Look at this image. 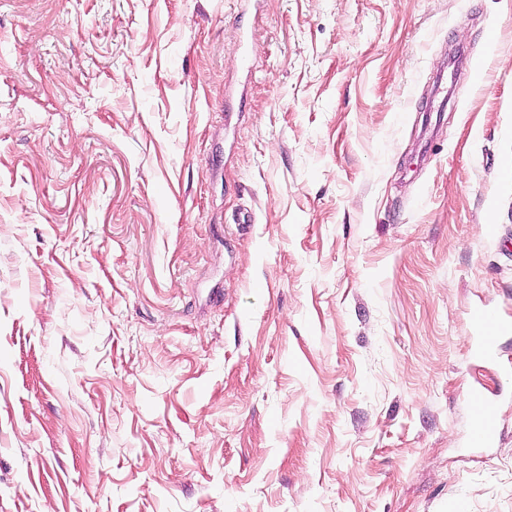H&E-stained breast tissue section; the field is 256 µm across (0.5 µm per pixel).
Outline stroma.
Segmentation results:
<instances>
[{
	"label": "stroma",
	"mask_w": 512,
	"mask_h": 512,
	"mask_svg": "<svg viewBox=\"0 0 512 512\" xmlns=\"http://www.w3.org/2000/svg\"><path fill=\"white\" fill-rule=\"evenodd\" d=\"M475 307L512 0H0V512H512ZM475 417L471 444L477 448L490 447L498 436V422L490 402L482 394H473Z\"/></svg>",
	"instance_id": "35a3bbf8"
}]
</instances>
